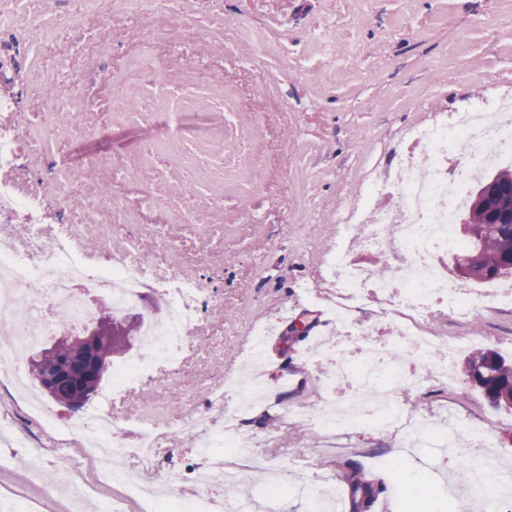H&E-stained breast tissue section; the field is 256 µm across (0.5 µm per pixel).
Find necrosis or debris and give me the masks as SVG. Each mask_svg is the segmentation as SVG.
Masks as SVG:
<instances>
[{
    "label": "necrosis or debris",
    "mask_w": 512,
    "mask_h": 512,
    "mask_svg": "<svg viewBox=\"0 0 512 512\" xmlns=\"http://www.w3.org/2000/svg\"><path fill=\"white\" fill-rule=\"evenodd\" d=\"M134 65L147 74L146 92L137 99L136 111L155 116L152 98L156 95L175 106L188 97L186 87L166 83L167 60L149 56L135 60ZM511 112L512 95L506 94L491 103L441 116L432 126L415 132V139L422 143L420 154L427 156L426 176L418 177L419 154H412L386 168L369 187L373 193L384 185L397 190L404 201L402 209L379 210L367 203L352 211L349 224L343 227L344 237L361 238L375 249L399 244L403 259L395 267L393 279L376 280L348 262L344 245L336 247L330 277L345 337L329 347L326 355L339 366L333 381L341 398L320 414L321 427L350 429L364 421L379 428L400 426L418 436L420 447H449L447 429L404 417L392 398L395 389L420 383L414 364L393 361L380 342L355 345L352 337L357 329L348 316L362 305L367 293L400 298L398 343L409 355L426 359L437 347L420 334L418 324L431 307L439 304L464 316L483 300L481 292L457 288L434 256L453 241L452 226L465 200L464 186L486 163L512 162V121L507 118ZM461 141L472 145V154L455 153ZM60 205L51 195L34 192L14 200L10 185H0V325H8L15 337L14 347L0 354V374L21 383L22 353L38 347L42 337L52 335L61 323L73 328L91 323L95 318L92 296H103L115 310L124 311L139 304L144 286L160 288L169 314L155 325L147 350L113 366L112 383L102 405L67 420L47 415L34 402L27 411L57 435L86 438L100 473L122 484L141 502L143 512H211L210 496L193 501L163 496L133 474L115 471V463L128 455L150 459L164 433L152 420L134 421L140 448L131 450L124 441L122 421L109 410L115 398L151 380L159 366L181 365L210 290L195 276L153 270L132 249L118 252L107 267L93 268L89 255L71 245L63 225L44 221V212ZM20 217L27 224L24 237L2 232V225ZM467 436L473 450L472 479L469 484L449 488L455 512H468L473 503L482 505L485 512H512V469L499 468L496 481L486 483L484 472L490 467L483 453L487 431L472 426Z\"/></svg>",
    "instance_id": "4bbe7bcc"
}]
</instances>
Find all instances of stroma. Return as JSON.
<instances>
[{"instance_id":"obj_1","label":"stroma","mask_w":512,"mask_h":512,"mask_svg":"<svg viewBox=\"0 0 512 512\" xmlns=\"http://www.w3.org/2000/svg\"><path fill=\"white\" fill-rule=\"evenodd\" d=\"M72 17L68 26L56 16ZM159 38L148 41V31ZM151 42L169 59L175 79L193 89L188 126L197 164L230 156L231 171L213 172L187 190L178 150L155 160L142 153L145 135L165 139L159 121L129 111L123 96L144 74L131 61ZM16 46L10 92L17 109L0 114L35 148L10 173L19 191L54 193L42 176L52 161H73L61 188L65 213L77 220L76 242L95 262L138 242L160 271L203 277L215 301L176 371L112 404L115 415H141L165 433L151 461L121 460L143 482L185 498H225L211 459L198 453L204 435L185 421L209 411L216 422L234 412L227 394L243 370L256 327L279 321L260 372L265 397L233 429L247 439L245 491L276 477L308 485L335 484L338 512H356V481L378 475L386 512H450L445 482L469 478L470 447L458 434L440 453L413 448L403 430L363 423L350 431L318 427L333 365L311 358L314 343L334 345L324 322L336 303L326 275L342 224L367 181L412 145L411 132L443 112L465 111L512 93V0H180L177 12L121 10L117 0H0V46ZM75 58L96 101L68 113L62 132L39 140L46 103H70L73 87L60 63ZM155 183L159 204L134 210L114 234L110 203L138 200ZM425 335L450 344L479 341L512 359V302L487 300L462 317L445 307L421 320ZM465 354L448 361V379H427L398 392L404 414L445 422L447 414L490 433L493 451L512 464V410L495 408L466 381ZM306 406V416L294 415ZM84 488L74 505L66 494L44 499L60 469ZM123 493L87 457L81 442L52 435L30 419L9 387L0 385V501L20 500L28 512H105Z\"/></svg>"}]
</instances>
